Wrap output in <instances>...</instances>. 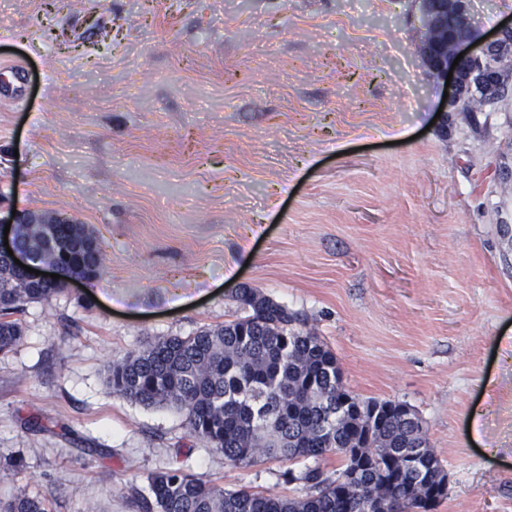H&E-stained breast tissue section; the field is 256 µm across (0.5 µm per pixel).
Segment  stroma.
Here are the masks:
<instances>
[{"mask_svg": "<svg viewBox=\"0 0 512 512\" xmlns=\"http://www.w3.org/2000/svg\"><path fill=\"white\" fill-rule=\"evenodd\" d=\"M419 0H0V212L87 225L102 274L25 306L0 355V500L135 512L149 472L301 495L232 465L113 361L299 315L360 398L405 402L448 473L436 512H512V99L435 124Z\"/></svg>", "mask_w": 512, "mask_h": 512, "instance_id": "obj_1", "label": "stroma"}]
</instances>
